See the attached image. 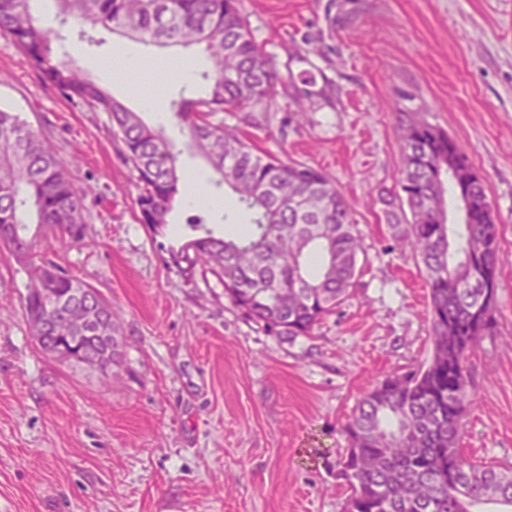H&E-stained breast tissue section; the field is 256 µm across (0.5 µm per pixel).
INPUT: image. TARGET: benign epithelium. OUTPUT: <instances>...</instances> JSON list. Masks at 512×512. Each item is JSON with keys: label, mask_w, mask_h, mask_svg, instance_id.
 Masks as SVG:
<instances>
[{"label": "benign epithelium", "mask_w": 512, "mask_h": 512, "mask_svg": "<svg viewBox=\"0 0 512 512\" xmlns=\"http://www.w3.org/2000/svg\"><path fill=\"white\" fill-rule=\"evenodd\" d=\"M84 299V305L72 312L59 311L53 317H44L38 321L35 341L40 349L56 358L79 361L90 364L105 372L112 371V310L91 289L84 288L78 292ZM68 317L75 322V329L82 330L93 327L99 334L96 342L101 344V350H96L84 343L79 336H68V344L57 342V337L46 336L44 332L50 330L58 321V317Z\"/></svg>", "instance_id": "1"}]
</instances>
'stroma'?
<instances>
[{"mask_svg":"<svg viewBox=\"0 0 512 512\" xmlns=\"http://www.w3.org/2000/svg\"><path fill=\"white\" fill-rule=\"evenodd\" d=\"M242 13L285 81L311 74L333 97L311 112L277 98L253 124L211 120L335 178L362 239L354 294L289 340L245 316L211 272H182L139 222L137 173L108 114L64 97L0 35V108L93 188L86 244L50 236L47 255L103 294L128 342L108 376L44 354L23 308L27 275L0 247V512H342L348 416L378 380L432 353L424 267L394 240L384 203L399 190L400 112L462 144L498 218L497 327L470 358L459 446L474 462H512V0H242ZM94 37L53 42V60L76 59L184 146L170 100L195 78L157 82L144 108L139 80L101 64L120 47L147 63L161 49Z\"/></svg>","mask_w":512,"mask_h":512,"instance_id":"obj_1","label":"stroma"}]
</instances>
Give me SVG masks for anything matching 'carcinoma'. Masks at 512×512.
I'll use <instances>...</instances> for the list:
<instances>
[{
	"instance_id": "carcinoma-1",
	"label": "carcinoma",
	"mask_w": 512,
	"mask_h": 512,
	"mask_svg": "<svg viewBox=\"0 0 512 512\" xmlns=\"http://www.w3.org/2000/svg\"><path fill=\"white\" fill-rule=\"evenodd\" d=\"M31 0H0V34L18 48L22 62L69 99L106 112L124 159L138 173L139 222L155 234L169 227L180 195L177 143L148 126L73 61L55 62L51 43L59 32L43 25ZM60 25L105 29L146 45H202L212 69L201 75L205 95L174 103L189 145L201 154L248 215L246 228L215 235L199 215L170 246L171 258L188 269L208 268L224 283L232 304L275 336L310 335L334 313L356 284L362 250L349 202L326 171L297 161L260 156L237 135L209 120L215 112L261 107L276 98L298 111L330 101L318 92L283 82L259 48L240 11V0H55ZM404 164L401 193L384 204L407 209L395 220L396 237L424 266L429 288L432 356L406 371L386 375L360 399L344 425L347 446L336 462V479L349 491L342 512H478L485 504L512 508V464L466 460L458 443L469 405V359L483 334L496 327L495 302L485 287L499 286L497 217L484 182L461 175L448 180L441 163L460 160L472 168L465 148L410 112L398 113ZM71 164L45 136L14 113L0 109V245L28 277L62 306L87 284L50 259L35 262L49 228L60 238L86 243L91 189L78 190ZM479 204L470 220L448 223V191ZM29 325L45 306L25 295Z\"/></svg>"
}]
</instances>
